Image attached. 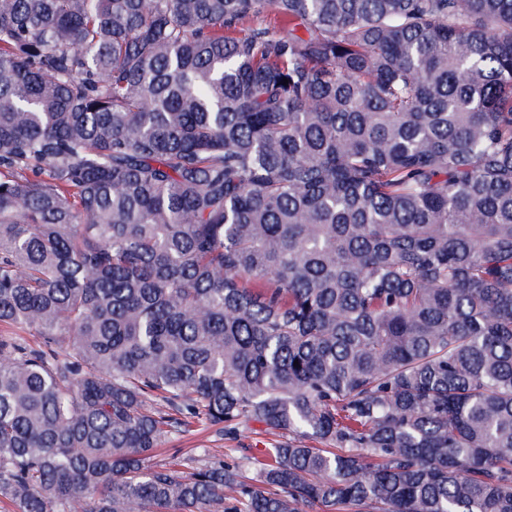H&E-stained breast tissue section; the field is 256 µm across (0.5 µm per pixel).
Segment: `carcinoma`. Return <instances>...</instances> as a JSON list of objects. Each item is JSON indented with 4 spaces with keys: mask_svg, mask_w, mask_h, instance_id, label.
<instances>
[{
    "mask_svg": "<svg viewBox=\"0 0 512 512\" xmlns=\"http://www.w3.org/2000/svg\"><path fill=\"white\" fill-rule=\"evenodd\" d=\"M0 324L21 512H512V0H0ZM268 440L269 436L260 431L258 424H250L248 427L242 428L237 442H227L201 430V427H193L192 431L179 439L166 440L155 459L159 461L167 458L174 451L172 448H181L183 452L190 448H209L210 455L217 457L223 455L226 461L234 458L236 461L245 463L250 457L261 458L264 449L267 448Z\"/></svg>",
    "mask_w": 512,
    "mask_h": 512,
    "instance_id": "obj_1",
    "label": "carcinoma"
}]
</instances>
